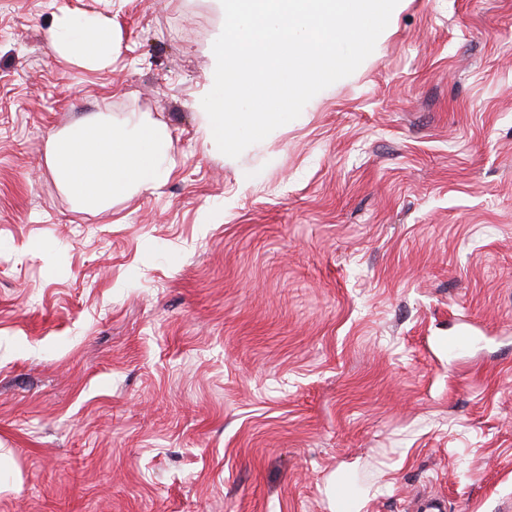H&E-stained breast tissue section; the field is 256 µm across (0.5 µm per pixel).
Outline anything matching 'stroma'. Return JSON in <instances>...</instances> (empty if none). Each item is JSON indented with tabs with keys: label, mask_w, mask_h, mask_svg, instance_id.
Instances as JSON below:
<instances>
[{
	"label": "stroma",
	"mask_w": 512,
	"mask_h": 512,
	"mask_svg": "<svg viewBox=\"0 0 512 512\" xmlns=\"http://www.w3.org/2000/svg\"><path fill=\"white\" fill-rule=\"evenodd\" d=\"M223 24L0 0V512H512V0H399L236 159L198 121ZM91 112L167 124L155 193L75 207L44 142ZM50 38L54 50L74 57L81 66L104 69L112 64L116 45L94 17L58 15Z\"/></svg>",
	"instance_id": "1"
}]
</instances>
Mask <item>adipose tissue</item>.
<instances>
[{"label": "adipose tissue", "mask_w": 512, "mask_h": 512, "mask_svg": "<svg viewBox=\"0 0 512 512\" xmlns=\"http://www.w3.org/2000/svg\"><path fill=\"white\" fill-rule=\"evenodd\" d=\"M50 38L54 50L91 69L109 67L116 49L111 34L88 15H58ZM44 156L62 190L84 210L151 193L174 168L168 127L143 112L118 123L99 116L76 121L48 135Z\"/></svg>", "instance_id": "1"}]
</instances>
